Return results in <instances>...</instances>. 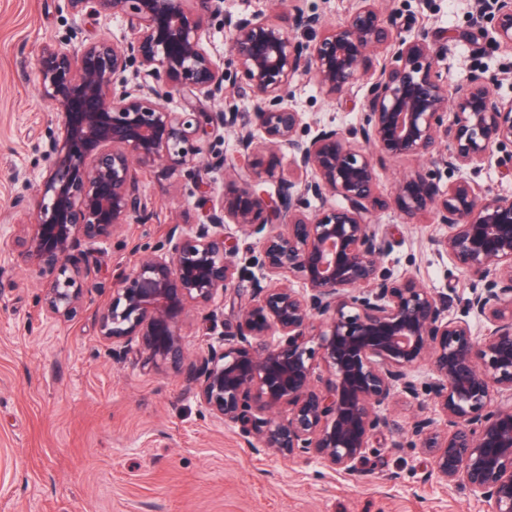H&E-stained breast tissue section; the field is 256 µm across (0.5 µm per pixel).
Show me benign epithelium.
I'll return each mask as SVG.
<instances>
[{"instance_id":"7a95c632","label":"benign epithelium","mask_w":512,"mask_h":512,"mask_svg":"<svg viewBox=\"0 0 512 512\" xmlns=\"http://www.w3.org/2000/svg\"><path fill=\"white\" fill-rule=\"evenodd\" d=\"M63 2L74 16L121 19L130 37L88 39L73 27L34 59L54 119L36 147L37 193L14 201L33 221L13 248L44 280L47 315L71 321L86 308L98 272L91 244L152 218L140 174L197 186L222 168L206 220H173L153 247L133 246V270L92 311L112 361L133 354L145 372L181 369L182 330L201 309L224 321V335L191 367L192 393L256 453L356 472L390 427L381 409L403 395L420 408L411 445L437 478L489 512H512V197L468 177L495 155L512 176L502 76L472 70L448 86L439 67L448 47L425 28L400 30L382 0H356L331 29L303 0L278 2L281 23L262 12L228 20L224 0ZM217 18L230 28L222 66L202 39ZM472 25L512 51V0H480ZM299 74L338 102L360 87L358 122L304 131L289 103ZM242 96L252 111L239 110ZM226 135L235 160L203 152L201 138ZM284 158L291 172L278 178ZM387 159L418 167L385 197L377 167ZM388 209L404 224L448 227L431 244L469 277L460 316L417 274L383 268L392 241L373 215ZM230 224L253 242L240 249ZM424 362L433 377L420 383L413 372Z\"/></svg>"}]
</instances>
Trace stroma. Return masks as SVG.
Masks as SVG:
<instances>
[{
	"label": "stroma",
	"instance_id": "1",
	"mask_svg": "<svg viewBox=\"0 0 512 512\" xmlns=\"http://www.w3.org/2000/svg\"><path fill=\"white\" fill-rule=\"evenodd\" d=\"M473 0H388L398 25L429 29L447 41L441 71L448 81L469 71L512 70V52L494 48L472 28ZM80 24L86 38L123 40L121 21L73 19L59 0H0V512H487L467 491L441 483L428 456L376 435L365 468L331 473L305 458L255 455L237 427L213 418L195 400L188 371L143 372L134 359L114 363L93 320L46 316L40 280L17 261L10 243L27 217L16 196H33L41 167L35 146L52 114L41 100L33 58L44 42ZM292 100L307 123H356L361 91L345 104L326 100L296 76ZM155 202L150 223L133 224L98 244L102 290L128 274L132 245L154 244L173 216L195 222L201 194L145 174ZM376 222L393 248L383 260L395 274L419 269L427 287L468 293V280L432 250L440 224H404L395 211ZM223 324L192 313L184 330L189 363L217 343Z\"/></svg>",
	"mask_w": 512,
	"mask_h": 512
}]
</instances>
